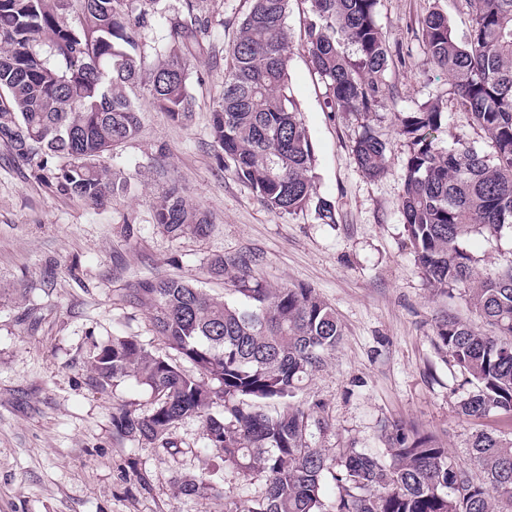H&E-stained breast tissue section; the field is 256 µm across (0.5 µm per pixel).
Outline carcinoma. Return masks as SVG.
<instances>
[{
    "instance_id": "obj_1",
    "label": "carcinoma",
    "mask_w": 512,
    "mask_h": 512,
    "mask_svg": "<svg viewBox=\"0 0 512 512\" xmlns=\"http://www.w3.org/2000/svg\"><path fill=\"white\" fill-rule=\"evenodd\" d=\"M79 2V24L68 23ZM122 0H0V145L37 171H48L62 195L98 204L125 188L109 177L107 157L140 132L133 89L143 83L153 103L180 124L192 120L188 66L201 49L197 23L172 27L164 59L142 80L137 55L146 14L121 16ZM308 54L325 86V105L369 119L396 90L388 74L394 53L377 24L379 0H309ZM466 42L448 18L421 22L429 61L448 77L455 107L487 135L479 150L461 138L444 146L443 100L395 113L409 151L400 211L416 264L433 287L463 291L481 329L446 313L434 347L453 361L474 390L458 402L474 417L512 415V260L486 269L463 247L478 233L498 238L512 229V0H469ZM288 0H252L232 48L224 93L210 134L229 163L270 211L292 213L309 203L313 151L288 84ZM49 31L47 49L39 35ZM388 142L368 123L352 154L369 178L385 173ZM155 222L168 236H202L208 214L171 191ZM253 258L217 255L209 271L228 280L231 298L214 297L189 281L155 277L128 289L124 301L146 306L155 335L176 353L162 357L134 336H114L93 359L98 382L133 379L147 387L145 415L112 412L114 434L172 448L174 428L202 423L206 447L224 466L266 474L264 491L225 503V512H512V436L477 433L469 445L479 474L449 461L448 449L399 424L384 427V448L317 446L329 427L321 406L290 402L336 350V313L312 288L272 289L251 274ZM192 366L183 369L180 361ZM274 402L267 414L261 404ZM336 488L328 499L326 481ZM188 498L217 492L203 478L176 479Z\"/></svg>"
}]
</instances>
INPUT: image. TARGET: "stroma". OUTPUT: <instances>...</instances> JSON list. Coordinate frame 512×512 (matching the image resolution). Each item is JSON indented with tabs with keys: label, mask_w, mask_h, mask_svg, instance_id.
<instances>
[{
	"label": "stroma",
	"mask_w": 512,
	"mask_h": 512,
	"mask_svg": "<svg viewBox=\"0 0 512 512\" xmlns=\"http://www.w3.org/2000/svg\"><path fill=\"white\" fill-rule=\"evenodd\" d=\"M249 8L250 0H163L161 13L149 15L140 45L147 64L157 63L177 21H204L207 48L188 70L191 123L174 122L138 89L140 132L109 163L131 192L102 206L59 195L0 147V512H224L226 498L263 491L264 474L225 468L198 420L179 424L168 449L115 436L113 408L145 414L153 397L131 379L99 387L89 369L115 336L138 337L168 355L147 312L123 304L124 289L159 275L225 296L223 279L208 271L222 253L252 254L255 278L315 288L334 310L342 340L294 398L324 406L331 428L318 444L328 452L379 448L384 424L399 422L432 435L452 462L468 467L473 434H512V416L458 413L466 389L434 348L435 322L446 312L476 325L481 319L459 292L428 284L399 205L408 148L392 115L449 95L446 76L424 54L420 21L442 12L465 41L467 0H379L377 23L395 51L389 80L399 95L370 120L389 143L376 180L351 151L361 118L323 109L325 86L307 53L309 4L289 0L288 82L315 154L314 200L292 214L268 211L212 147L211 112ZM171 189L209 212V236L161 232L154 206ZM319 199L334 206L335 223L318 220ZM183 474L210 480L217 495L184 498L174 483Z\"/></svg>",
	"instance_id": "obj_1"
}]
</instances>
